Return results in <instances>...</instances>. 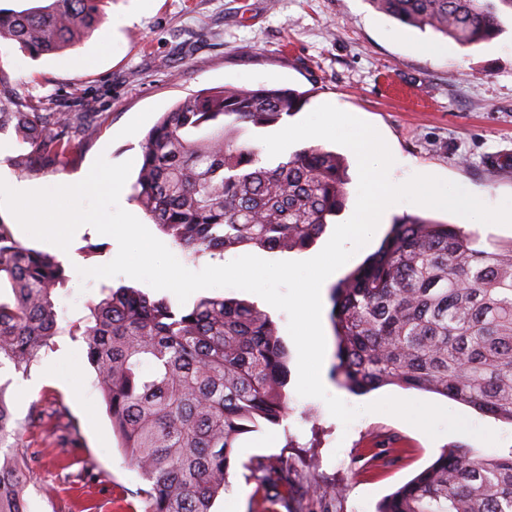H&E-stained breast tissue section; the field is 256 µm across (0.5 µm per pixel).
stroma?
<instances>
[{
	"instance_id": "stroma-1",
	"label": "stroma",
	"mask_w": 512,
	"mask_h": 512,
	"mask_svg": "<svg viewBox=\"0 0 512 512\" xmlns=\"http://www.w3.org/2000/svg\"><path fill=\"white\" fill-rule=\"evenodd\" d=\"M91 36L58 54L32 58L0 40V97L41 111L98 117L97 135L80 145L73 167L23 172L12 164L26 146L0 132V179L54 186L76 183L97 157L140 162L142 141L162 113L210 88H292L310 94L308 109L331 103L376 127L394 157L400 184L419 168L463 186L485 203L512 196V15L490 42L457 47L456 58L420 54L415 44L448 39L377 11L369 0H111ZM69 280L59 289V318L76 319L98 295V280L79 271L112 261L118 244L92 226L69 246ZM288 354L289 415L238 441L229 487L216 512H265L269 503L244 463L291 458L295 483L318 478L346 489L336 512H376L379 502L450 448L482 456L512 452V425L427 391L385 386L363 395L328 378L327 391L360 407L386 396L441 405L495 431L489 445L465 434L429 438L382 412L350 425L325 402L296 392L298 353L288 316L270 313ZM27 376L0 372L19 422L18 454L36 455L37 476L25 491L29 512H128L145 482L112 429L81 337H56ZM44 421L29 425L32 405Z\"/></svg>"
}]
</instances>
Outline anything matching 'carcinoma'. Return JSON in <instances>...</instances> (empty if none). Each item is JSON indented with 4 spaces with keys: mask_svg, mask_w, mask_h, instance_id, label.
<instances>
[{
    "mask_svg": "<svg viewBox=\"0 0 512 512\" xmlns=\"http://www.w3.org/2000/svg\"><path fill=\"white\" fill-rule=\"evenodd\" d=\"M398 22L469 47L502 31L512 0H369ZM108 0H49L0 9V39L31 56L90 36ZM306 93L213 88L164 113L142 143L133 199L188 258L230 249L305 250L345 208V159L321 145L267 165L245 138L297 114ZM27 144L22 171L68 165L77 139L98 129L85 115L0 104V131ZM457 224L406 216L376 253L333 288L334 377L356 393L397 385L437 393L512 424V242L487 251ZM0 369L26 374L55 337H82L130 464L146 482L141 512H213L240 437L288 417L287 352L253 304L202 297L187 307L138 288L103 284L86 313L63 326L55 295L62 262L18 242L0 220ZM17 427L0 386V512H29L34 457L13 453ZM250 476L287 512H332L343 495L313 480L294 498L293 464L256 459ZM376 512H512V451L487 458L443 451Z\"/></svg>",
    "mask_w": 512,
    "mask_h": 512,
    "instance_id": "1",
    "label": "carcinoma"
}]
</instances>
